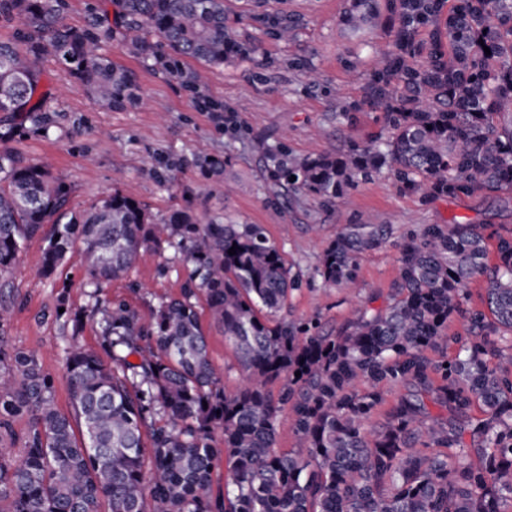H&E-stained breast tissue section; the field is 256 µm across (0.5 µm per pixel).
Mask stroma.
<instances>
[{
	"instance_id": "35a3bbf8",
	"label": "stroma",
	"mask_w": 512,
	"mask_h": 512,
	"mask_svg": "<svg viewBox=\"0 0 512 512\" xmlns=\"http://www.w3.org/2000/svg\"><path fill=\"white\" fill-rule=\"evenodd\" d=\"M284 8L302 20L295 40L284 44L259 27H250L259 45L255 57L209 74L210 97L234 108L242 137L230 138L218 113L201 110L179 83L124 56L112 43L106 45V53L136 73L138 92L149 99V108L133 104L119 111L95 108L83 86L48 57L40 68L42 86L56 107L55 123L46 133L25 129L10 147L30 162L64 172L70 207L77 212L118 190L139 200L158 218L173 209L188 208L205 221L265 225L291 274L302 280L301 291L288 298L293 315L318 314L339 323L362 300L326 287L316 267L319 255L343 225L377 214L405 227L458 219L486 225L491 234H505L512 231V205L481 195L424 203L380 175L361 182L346 202L328 211L309 198L284 213L271 206L260 169L266 147L284 140L294 154H319L340 148L346 139L363 141L379 132L376 113H360L350 127L337 126L333 114L337 98H360L378 49L392 38L383 19L352 33L342 22L343 0H286ZM293 58L314 68L320 84H309L301 72L289 69ZM348 59L355 61L356 72L345 68ZM254 71L264 73L263 82H251ZM202 146L228 158L224 178L233 185L232 193L207 184L202 177L194 163ZM42 246L41 238L29 240L10 278L17 306L7 334L13 347L37 351L42 369L54 381L56 405L66 413L70 400L63 348L73 334L70 326L56 319L55 310L62 296L72 307L90 306L91 289L83 270L72 261L63 264L53 279L43 278ZM397 254L398 246L392 243L362 258L358 277L366 294L386 300L399 276ZM186 277V267L167 250L153 261L134 265L126 277L112 281L102 293L128 301L147 321L161 300L179 296ZM197 310L207 328L212 363L222 373L225 389L233 390L238 381L233 350L222 333L211 327L205 300H198Z\"/></svg>"
}]
</instances>
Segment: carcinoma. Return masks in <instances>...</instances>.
I'll list each match as a JSON object with an SVG mask.
<instances>
[{
	"label": "carcinoma",
	"mask_w": 512,
	"mask_h": 512,
	"mask_svg": "<svg viewBox=\"0 0 512 512\" xmlns=\"http://www.w3.org/2000/svg\"><path fill=\"white\" fill-rule=\"evenodd\" d=\"M235 2L108 0L113 10L94 6L75 29L64 22L68 0H0V18L17 24L14 40L0 41V112L9 113L0 126V512H100L103 499L109 512H512V235L497 238L490 264L482 224L403 232L369 216L345 225L318 258L326 285L360 292L361 258L395 237L399 277L386 304L371 298L328 328L317 316L283 314L301 281L264 225L204 223L186 208L156 220L119 191L75 212L64 175L7 146L25 122L51 128L45 55L99 108L138 101L136 74L102 53L118 36L125 55L177 80L198 107L224 111V128L240 133L235 111L206 94L208 72L257 52L244 18L285 43L299 18L268 0L241 12ZM347 3L352 31L384 11L393 39L361 98L336 99V123L351 126L366 110L380 115L381 130L342 151L267 148L269 202L308 197L329 210L382 174L424 202L481 192L512 202V0H457L448 14L445 0ZM195 164L211 180L226 160L201 152ZM41 235L46 279L74 258L99 289L167 248L189 267L180 297L148 323L122 299L98 296L89 310L60 301L56 318L72 325L63 350L69 414L38 355L6 336L7 275ZM201 296L235 354L232 392L209 355ZM453 318L465 335L448 333ZM89 321L100 328V353L77 341ZM385 386L402 393L374 424ZM285 409L291 451L276 449ZM24 416V455L13 463L2 444ZM223 458L217 494L212 473Z\"/></svg>",
	"instance_id": "carcinoma-1"
}]
</instances>
